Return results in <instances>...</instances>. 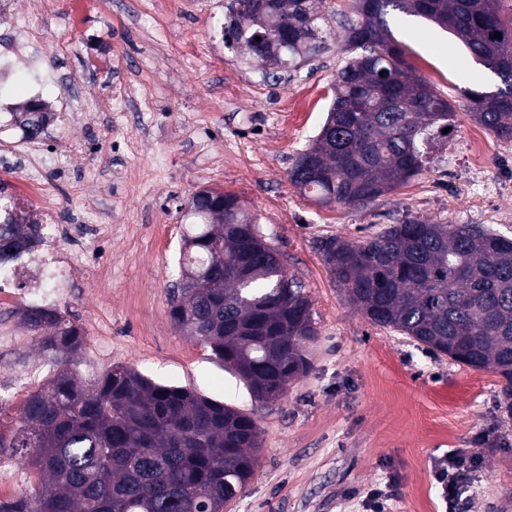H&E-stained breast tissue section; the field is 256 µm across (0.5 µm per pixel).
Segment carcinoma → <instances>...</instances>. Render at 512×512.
I'll return each mask as SVG.
<instances>
[{
    "instance_id": "1",
    "label": "carcinoma",
    "mask_w": 512,
    "mask_h": 512,
    "mask_svg": "<svg viewBox=\"0 0 512 512\" xmlns=\"http://www.w3.org/2000/svg\"><path fill=\"white\" fill-rule=\"evenodd\" d=\"M500 2L374 0L357 10L344 27L353 56L336 72L321 131L290 168L294 187L322 206H365L431 162L454 107L407 66L391 11L450 31L496 76L495 90L464 92L465 111L512 140V17ZM321 5L230 0L224 42L276 78L327 49ZM10 116L27 141L42 138L51 121L30 106ZM187 217L177 278L202 287L173 292L169 318L232 369L252 400L274 403L310 369L306 345L319 335L311 302L278 252L246 234L255 218L236 195L200 190ZM39 229L31 215L0 206V262L20 258ZM320 251L368 321L502 376L512 396V237L406 217L363 241L327 238ZM22 319L60 367L28 395L12 434L0 432V456L19 457L37 476L0 500V512H224L254 479L263 451L254 413L124 364L87 384L62 367L83 346L79 327L49 308H27Z\"/></svg>"
}]
</instances>
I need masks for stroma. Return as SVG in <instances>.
Wrapping results in <instances>:
<instances>
[{
	"mask_svg": "<svg viewBox=\"0 0 512 512\" xmlns=\"http://www.w3.org/2000/svg\"><path fill=\"white\" fill-rule=\"evenodd\" d=\"M160 16L153 0H44L29 26L42 56L0 85V144L21 150L9 114L41 85L54 121L42 147L58 168L51 185L72 221L87 197L102 206L104 232L92 250L64 239L58 251L93 274L57 302L85 333L69 367L87 380L116 363L161 381L190 386L254 412L263 432L261 466L226 512H370L368 492L391 484L395 512H440L434 478L443 455L480 457L466 480L462 512H512V426L502 427L503 377L433 354L371 324L349 304L318 249L321 240L359 241L419 216L438 224H481L512 237V140L476 124L464 90H494L496 78L463 44L420 17L393 14L389 27L406 63L455 108L452 128L422 174L362 208L319 206L288 180L296 157L322 127L338 68L348 60L342 25L354 0H324L330 48L281 79L264 77L224 46L229 0H182ZM57 69L100 99L125 75L138 111L94 115L69 125L63 90L41 84ZM481 160L471 161V145ZM237 195L256 227L300 279L319 331L310 371L286 396L256 407L232 370L191 342L169 318V293L188 202L195 192ZM16 303L0 313L13 334L0 348V424L12 425L53 361Z\"/></svg>",
	"mask_w": 512,
	"mask_h": 512,
	"instance_id": "35a3bbf8",
	"label": "stroma"
}]
</instances>
